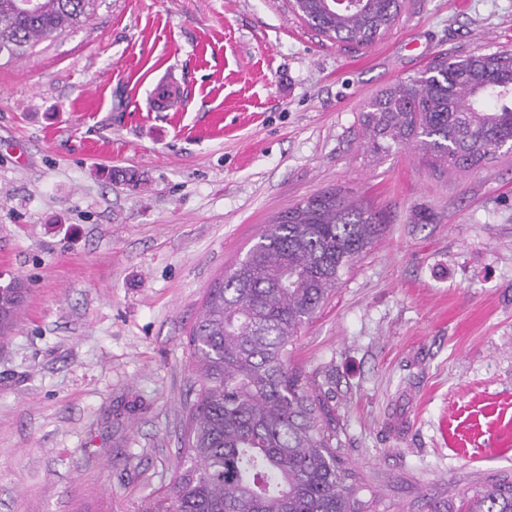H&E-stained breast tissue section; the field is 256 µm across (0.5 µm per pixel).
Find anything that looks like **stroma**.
I'll list each match as a JSON object with an SVG mask.
<instances>
[{"mask_svg": "<svg viewBox=\"0 0 512 512\" xmlns=\"http://www.w3.org/2000/svg\"><path fill=\"white\" fill-rule=\"evenodd\" d=\"M367 47L290 0H94L0 59V512H137L186 464V348L267 224L328 189L383 220L301 330L378 512L512 477V154L438 174L359 117L437 56L512 52V0H403ZM185 103L153 109L163 79ZM26 283L14 279L0 286V339L8 335L29 293Z\"/></svg>", "mask_w": 512, "mask_h": 512, "instance_id": "1", "label": "stroma"}]
</instances>
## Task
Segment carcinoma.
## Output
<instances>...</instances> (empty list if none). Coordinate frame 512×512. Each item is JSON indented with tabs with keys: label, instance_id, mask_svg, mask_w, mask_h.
<instances>
[{
	"label": "carcinoma",
	"instance_id": "cac0c4a2",
	"mask_svg": "<svg viewBox=\"0 0 512 512\" xmlns=\"http://www.w3.org/2000/svg\"><path fill=\"white\" fill-rule=\"evenodd\" d=\"M93 0H0V56L88 16ZM293 0L311 28L366 47L394 26L399 0ZM373 151L414 147L440 172L468 171L512 144V53L440 57L381 91L361 113ZM382 232V217L335 191L281 213L224 280L209 289L186 346L197 368L182 448L188 466L139 512H376L378 499L343 458L322 386L291 365L295 340L342 276ZM29 288L0 286V339ZM455 512H512V480L463 495Z\"/></svg>",
	"mask_w": 512,
	"mask_h": 512
}]
</instances>
